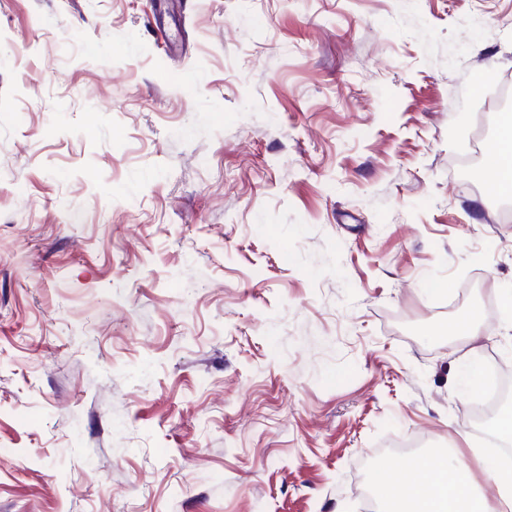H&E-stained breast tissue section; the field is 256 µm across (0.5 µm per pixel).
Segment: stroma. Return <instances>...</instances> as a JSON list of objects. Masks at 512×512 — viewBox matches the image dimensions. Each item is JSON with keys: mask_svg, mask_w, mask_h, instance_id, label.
I'll return each instance as SVG.
<instances>
[{"mask_svg": "<svg viewBox=\"0 0 512 512\" xmlns=\"http://www.w3.org/2000/svg\"><path fill=\"white\" fill-rule=\"evenodd\" d=\"M511 81L512 0H0V512H359L469 448ZM486 178L491 180L502 195L512 194V129L501 134L493 154L485 163Z\"/></svg>", "mask_w": 512, "mask_h": 512, "instance_id": "35a3bbf8", "label": "stroma"}]
</instances>
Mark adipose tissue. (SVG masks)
Here are the masks:
<instances>
[{"label": "adipose tissue", "mask_w": 512, "mask_h": 512, "mask_svg": "<svg viewBox=\"0 0 512 512\" xmlns=\"http://www.w3.org/2000/svg\"><path fill=\"white\" fill-rule=\"evenodd\" d=\"M486 177L503 195L512 194V129L501 134L485 163ZM468 465L458 456L414 458L397 481L382 482L387 512H512V480L498 483L497 493H475Z\"/></svg>", "instance_id": "obj_1"}]
</instances>
